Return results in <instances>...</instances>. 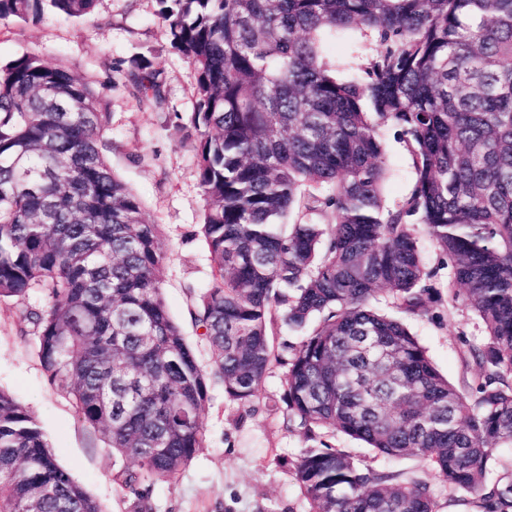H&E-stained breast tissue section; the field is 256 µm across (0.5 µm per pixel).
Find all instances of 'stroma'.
Segmentation results:
<instances>
[{
  "label": "stroma",
  "instance_id": "35a3bbf8",
  "mask_svg": "<svg viewBox=\"0 0 512 512\" xmlns=\"http://www.w3.org/2000/svg\"><path fill=\"white\" fill-rule=\"evenodd\" d=\"M376 49H358L345 34L325 44L339 77L362 76ZM66 65L77 77L103 91L110 114L105 137L115 175L140 197L152 222L159 224L165 259L162 264L167 309L194 348L201 364L209 350L190 311L196 294L211 284V261L201 233L204 200L198 185L194 140L188 117L195 108V71L170 46V34L158 15L157 0H97L91 17L64 20L46 16L37 25L0 20V66L22 55ZM147 56L165 95L163 107L139 100L125 74L132 60ZM388 174L387 207L411 194L412 158L394 127L383 130ZM426 287L436 294L426 312L405 315L412 333L426 347L438 370L456 386L475 385L479 369L468 356L485 341L477 316L448 302V259L434 246L424 225L414 227ZM47 298L33 291L25 302L0 300V389L11 393L38 420L51 450L103 512H132L135 497L113 479L112 452L103 436L85 424L71 400L48 382L40 365L31 324L23 308L43 309ZM270 334L280 355L267 372L259 395L242 404L222 386L209 391L202 414L206 446L173 478L152 483V512H309L294 464L302 449L321 442L344 449L364 464L400 471L429 482L437 512H475L469 495L450 492L420 458L389 461L340 432L321 431L308 439L287 425L286 375L291 348L300 337L281 321Z\"/></svg>",
  "mask_w": 512,
  "mask_h": 512
}]
</instances>
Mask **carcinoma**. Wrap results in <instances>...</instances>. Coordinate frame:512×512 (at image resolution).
I'll return each mask as SVG.
<instances>
[{
	"label": "carcinoma",
	"mask_w": 512,
	"mask_h": 512,
	"mask_svg": "<svg viewBox=\"0 0 512 512\" xmlns=\"http://www.w3.org/2000/svg\"><path fill=\"white\" fill-rule=\"evenodd\" d=\"M45 1L65 20L97 2L0 0V20L39 23ZM157 2L196 73L189 124L212 283L191 318L208 370L168 314L160 227L105 156L100 93L34 55L0 67V298H48L23 314L41 367L113 459L135 464L114 475L134 512L204 447L211 386L258 396L279 361L278 315L293 330L318 320L292 347L288 422L421 458L478 512H512V0ZM349 31L379 49L363 78L340 80L322 42ZM126 80L164 103L148 64L132 62ZM389 125L415 170L394 209L383 201ZM413 216L451 263L448 302L486 331L469 350L481 373L468 390L371 305L379 292L409 313L431 300ZM295 476L311 512H435L427 481L339 448L303 449ZM0 512H102L2 389Z\"/></svg>",
	"instance_id": "1"
}]
</instances>
